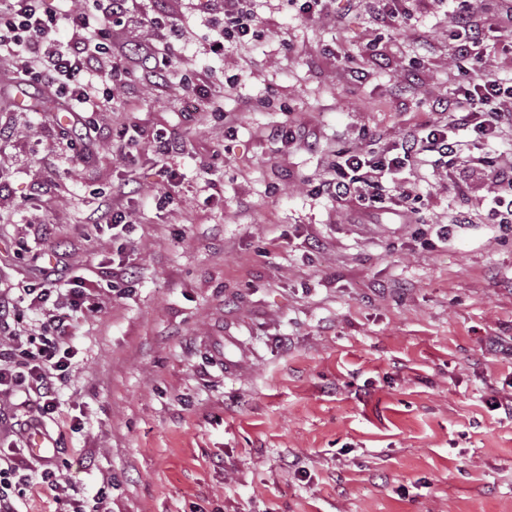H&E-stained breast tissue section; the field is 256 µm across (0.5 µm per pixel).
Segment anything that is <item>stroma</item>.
Masks as SVG:
<instances>
[{"label": "stroma", "mask_w": 512, "mask_h": 512, "mask_svg": "<svg viewBox=\"0 0 512 512\" xmlns=\"http://www.w3.org/2000/svg\"><path fill=\"white\" fill-rule=\"evenodd\" d=\"M411 8L400 27L366 0L314 21L258 0L261 40L217 57L220 4L168 0L171 67L117 87L82 163L63 108L18 107L0 66V292L34 283L52 247L100 304L77 317L78 364L40 424L78 497L105 512H512V415L491 407L512 396V235L484 217L487 182L413 162L424 228L310 191L333 150L398 141L450 94L454 0ZM482 18L483 68L512 85V7L484 0ZM187 76L231 125L188 109ZM126 122L178 134L177 178L161 183L148 145L130 163L113 151ZM129 177L172 204L133 198L122 232L94 228ZM458 210L471 223L438 241ZM118 260L134 276L116 284Z\"/></svg>", "instance_id": "35a3bbf8"}]
</instances>
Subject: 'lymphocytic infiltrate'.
Segmentation results:
<instances>
[{
    "mask_svg": "<svg viewBox=\"0 0 512 512\" xmlns=\"http://www.w3.org/2000/svg\"><path fill=\"white\" fill-rule=\"evenodd\" d=\"M130 0H0V63L30 85L48 88L67 103L76 124L93 132L92 115L113 107V87L131 62L165 70L168 57L153 42L126 44L122 53L112 50L111 26H139L160 35L176 31L174 17L165 11L150 16L134 13ZM453 19L457 27L455 58L462 79L447 98L434 106L439 117L409 131L391 147L371 137L366 149H339L329 166V177L314 191L341 204L378 203L397 207L404 223H421L419 209L410 207L414 186L402 172L410 160L431 157L434 170L445 175L468 174L487 180L489 223L512 231V153L502 152L490 161L484 147L490 141L512 143V86L484 73L477 47L482 29L477 0H458ZM76 32V41L62 42L60 25ZM262 19L255 0H224V29L213 41L211 52L223 55L227 46L255 40ZM475 135L465 143L461 132ZM29 305L39 323L27 334L5 330L0 335V394L21 391L36 395L39 418H52L58 403L52 394L56 381L73 371V352L66 339L75 312L93 314L100 306L78 272L60 275L55 263H47L36 284L23 297L0 294V319ZM32 462L24 448L0 451V512H18L15 501L31 484Z\"/></svg>",
    "mask_w": 512,
    "mask_h": 512,
    "instance_id": "1",
    "label": "lymphocytic infiltrate"
}]
</instances>
